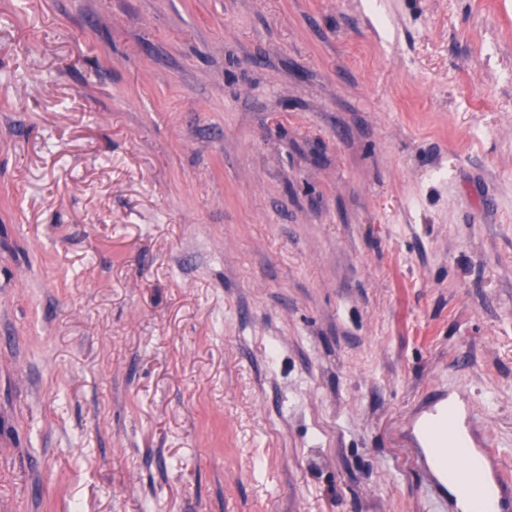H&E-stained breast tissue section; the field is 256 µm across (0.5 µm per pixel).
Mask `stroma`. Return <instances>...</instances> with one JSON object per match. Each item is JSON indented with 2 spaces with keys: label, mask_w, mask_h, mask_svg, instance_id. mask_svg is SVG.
<instances>
[{
  "label": "stroma",
  "mask_w": 512,
  "mask_h": 512,
  "mask_svg": "<svg viewBox=\"0 0 512 512\" xmlns=\"http://www.w3.org/2000/svg\"><path fill=\"white\" fill-rule=\"evenodd\" d=\"M512 475V0H0V512H448ZM482 440L485 458L496 463V468L490 480L483 477L478 479L468 462L457 463L448 472V463L445 460L440 466V473L446 480H448V474H450L454 483L470 492L473 503L476 505L474 512H511V480L499 470L497 452L493 448H489L491 443L488 441V435H482Z\"/></svg>",
  "instance_id": "stroma-1"
}]
</instances>
